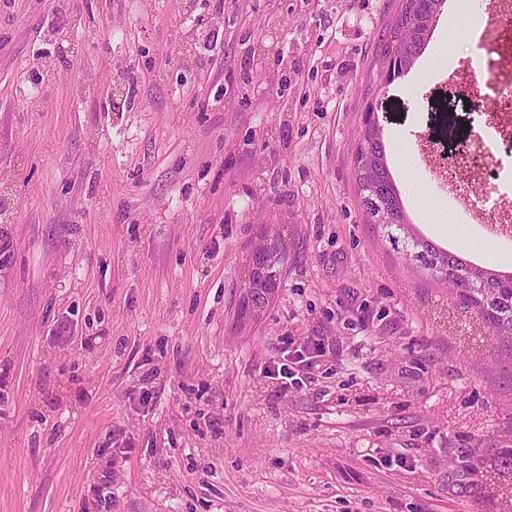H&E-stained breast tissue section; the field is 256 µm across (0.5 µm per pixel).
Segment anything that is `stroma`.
Masks as SVG:
<instances>
[{"instance_id": "35a3bbf8", "label": "stroma", "mask_w": 512, "mask_h": 512, "mask_svg": "<svg viewBox=\"0 0 512 512\" xmlns=\"http://www.w3.org/2000/svg\"><path fill=\"white\" fill-rule=\"evenodd\" d=\"M399 3L15 0L0 17V512H489L454 475L512 448V353H458L448 295L406 270L355 181L371 101L412 224L512 271V237L465 223L415 154L454 157L486 127L474 31L442 11L378 88ZM169 52L185 64L167 74ZM268 224L286 263L247 310ZM287 339L324 344L304 381L262 373Z\"/></svg>"}]
</instances>
